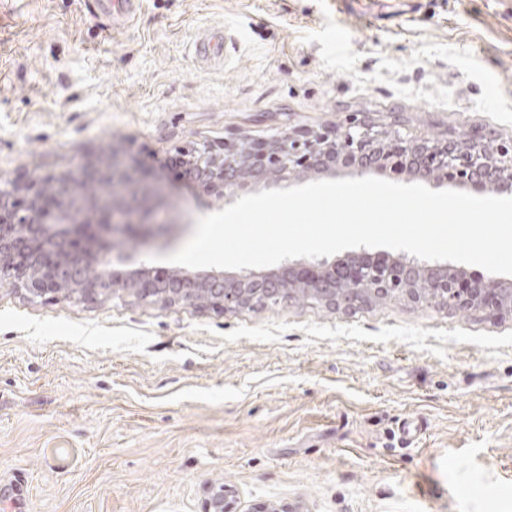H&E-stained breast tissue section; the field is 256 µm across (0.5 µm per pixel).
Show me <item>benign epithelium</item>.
<instances>
[{
	"label": "benign epithelium",
	"mask_w": 512,
	"mask_h": 512,
	"mask_svg": "<svg viewBox=\"0 0 512 512\" xmlns=\"http://www.w3.org/2000/svg\"><path fill=\"white\" fill-rule=\"evenodd\" d=\"M487 135L472 131L443 139L390 137L354 115L334 131L295 129L241 152L226 139L179 149L185 180L221 197L252 184L292 182L311 172L351 168L370 172L407 170L426 181L458 186L512 189V141L497 145L489 158ZM110 182L117 191L103 203L96 187ZM165 191L159 176L122 161L117 153L106 162H88L74 178L55 176L0 182V280L32 297L64 296L78 303L134 295L164 304L205 307L216 312L242 310L269 303H288L305 289L312 301L330 309H352L370 299L405 292L414 303L446 301L460 309L480 306L501 311L502 284L494 279L467 283L440 264L405 258H376L365 250L332 262H286L266 273L253 271L174 273L115 251L119 239L148 243L163 235ZM426 282L425 298L414 285ZM203 512H239L235 492L223 484L206 490Z\"/></svg>",
	"instance_id": "obj_1"
}]
</instances>
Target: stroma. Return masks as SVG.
Masks as SVG:
<instances>
[{"label": "stroma", "mask_w": 512, "mask_h": 512, "mask_svg": "<svg viewBox=\"0 0 512 512\" xmlns=\"http://www.w3.org/2000/svg\"><path fill=\"white\" fill-rule=\"evenodd\" d=\"M213 29L223 58L204 61ZM353 112L406 139L512 140V0H143L127 30L81 0H0V178L165 159L166 235L115 243L136 264L234 202L186 187L176 148ZM217 482L243 512H512V313L403 296L218 313L0 280L15 512H201Z\"/></svg>", "instance_id": "1"}]
</instances>
